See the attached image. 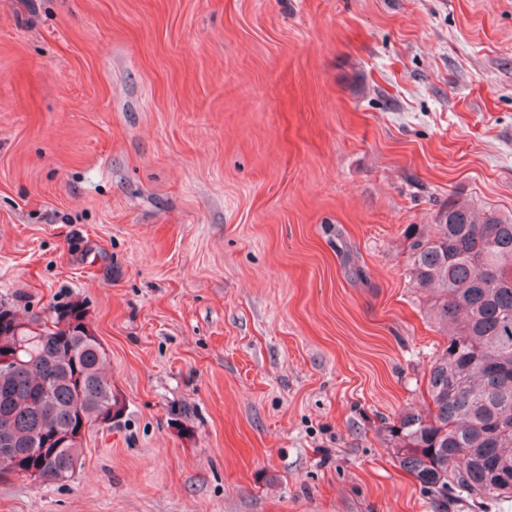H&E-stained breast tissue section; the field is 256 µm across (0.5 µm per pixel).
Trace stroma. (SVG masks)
Returning <instances> with one entry per match:
<instances>
[{
    "mask_svg": "<svg viewBox=\"0 0 512 512\" xmlns=\"http://www.w3.org/2000/svg\"><path fill=\"white\" fill-rule=\"evenodd\" d=\"M451 200L512 213V0H0V298L119 408L0 512H435L384 429Z\"/></svg>",
    "mask_w": 512,
    "mask_h": 512,
    "instance_id": "35a3bbf8",
    "label": "stroma"
}]
</instances>
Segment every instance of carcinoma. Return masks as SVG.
Here are the masks:
<instances>
[{
    "label": "carcinoma",
    "mask_w": 512,
    "mask_h": 512,
    "mask_svg": "<svg viewBox=\"0 0 512 512\" xmlns=\"http://www.w3.org/2000/svg\"><path fill=\"white\" fill-rule=\"evenodd\" d=\"M407 275L434 293L430 312L447 345L430 367L422 412L389 425L400 467L439 508L448 497L512 498V214L450 202L424 235L408 232ZM36 324L40 330H29ZM0 448L8 475L40 471L72 479L81 444L52 435L77 430L116 405L102 369L107 353L86 322L84 302L52 306L49 319L20 318L0 302Z\"/></svg>",
    "instance_id": "carcinoma-1"
}]
</instances>
